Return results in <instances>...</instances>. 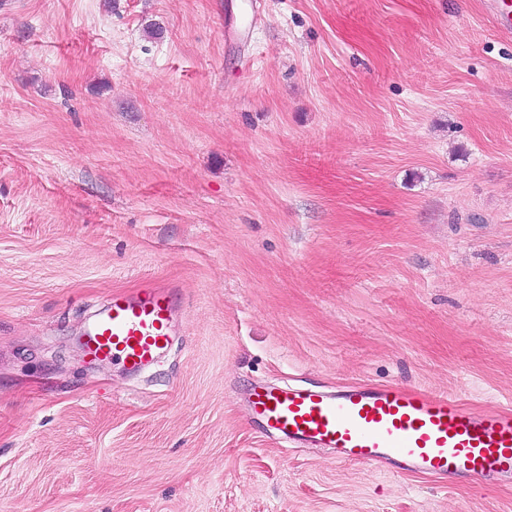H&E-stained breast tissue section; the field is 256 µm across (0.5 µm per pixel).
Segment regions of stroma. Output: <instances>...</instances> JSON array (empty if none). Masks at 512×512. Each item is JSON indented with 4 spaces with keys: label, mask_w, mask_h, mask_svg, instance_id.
I'll return each mask as SVG.
<instances>
[{
    "label": "stroma",
    "mask_w": 512,
    "mask_h": 512,
    "mask_svg": "<svg viewBox=\"0 0 512 512\" xmlns=\"http://www.w3.org/2000/svg\"><path fill=\"white\" fill-rule=\"evenodd\" d=\"M155 286L166 355L90 361ZM285 383L512 407V36L485 0H6L0 512H512L286 447L247 400ZM180 313L171 293L161 288L113 296L91 323L86 349L131 371L150 368L169 348Z\"/></svg>",
    "instance_id": "obj_1"
}]
</instances>
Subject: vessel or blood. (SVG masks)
<instances>
[{"mask_svg": "<svg viewBox=\"0 0 512 512\" xmlns=\"http://www.w3.org/2000/svg\"><path fill=\"white\" fill-rule=\"evenodd\" d=\"M179 315L171 293L158 288L113 297L91 323L86 349L132 371L150 368L169 348ZM251 404L267 430L294 443L384 468L512 483L510 409L476 415L455 396L398 386L322 393L269 386L254 391Z\"/></svg>", "mask_w": 512, "mask_h": 512, "instance_id": "obj_1", "label": "vessel or blood"}]
</instances>
